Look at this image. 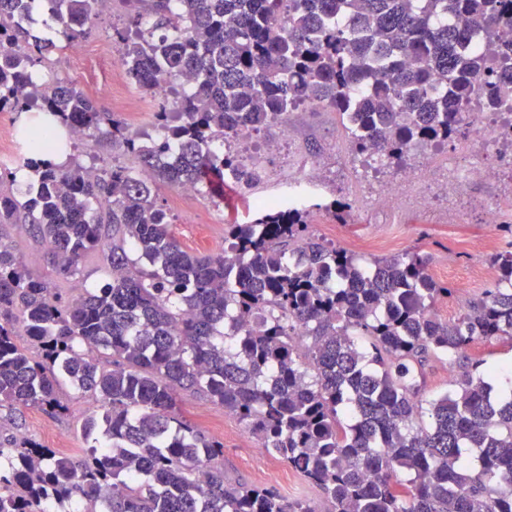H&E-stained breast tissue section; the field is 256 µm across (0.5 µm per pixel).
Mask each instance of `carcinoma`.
<instances>
[{
    "instance_id": "obj_1",
    "label": "carcinoma",
    "mask_w": 512,
    "mask_h": 512,
    "mask_svg": "<svg viewBox=\"0 0 512 512\" xmlns=\"http://www.w3.org/2000/svg\"><path fill=\"white\" fill-rule=\"evenodd\" d=\"M112 3L126 12L112 39L129 76L173 95L149 145L78 84L33 80L62 42L86 37L95 0H0V109L45 113L22 165L0 173V409L15 429L0 436V512H318L224 479V445L186 420L180 390L224 406L322 491L324 512H512V389L467 354L512 342V241L490 257L493 288L443 321L435 304L454 289L418 253L369 263L316 237L305 207L270 204L199 255L152 194L158 181L202 187L226 168L254 186L263 171L237 159L234 135L305 104L339 115L352 154L397 168L416 145L465 135L474 96L486 112L512 109V0ZM40 6L54 39L30 28ZM475 35L485 50L469 49ZM71 125L137 165L44 157L64 150L58 128ZM16 224L47 245L52 275L24 263ZM91 252L108 278L65 297L59 283ZM431 356L461 372L425 408L417 377ZM64 383L99 402L77 457L18 432L22 408L66 412Z\"/></svg>"
}]
</instances>
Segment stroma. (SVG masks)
I'll return each mask as SVG.
<instances>
[{
  "label": "stroma",
  "instance_id": "stroma-1",
  "mask_svg": "<svg viewBox=\"0 0 512 512\" xmlns=\"http://www.w3.org/2000/svg\"><path fill=\"white\" fill-rule=\"evenodd\" d=\"M288 137L284 142L285 156L268 159L270 167L284 166L287 160L308 158L320 162L325 172L324 188L311 191V224L313 233L334 245L353 248L360 240L371 241L366 259H379L405 252H417L429 259V272L439 282L454 289L451 298L438 304L437 314L443 319L456 318L468 305L492 288L491 277L470 279L475 269H488L489 250H477L472 242L492 238L501 246L495 225L485 223L482 203L495 204L500 222L512 223V167L500 162L494 143L482 140L478 127L454 142L439 145H418L410 152V164L417 167L441 161L445 155L464 151L466 161L496 169L494 178L475 182L451 199H434L429 209L404 210L392 213L387 224L370 223L366 215L353 214L349 223H337L324 210L332 200H355L370 182V170L360 165L350 154L347 135L338 115L313 106H304L288 114ZM274 180L264 178L255 188L246 189L232 179L215 182L212 193L200 196L197 209H185L175 199V190L164 184L156 185L154 195L171 218V229L179 242L198 254L219 252L224 245V226L230 222L250 223L254 218L253 199L279 196ZM455 210L460 223H444V213ZM61 396L69 410L58 417L45 414L36 407L25 409L23 432L48 448H65L78 453L84 441L81 422L89 408L95 407V397L70 388ZM178 400L189 417L210 437L224 445V476L251 486L273 487L290 497H303L322 504L320 490L309 485L297 472L281 460L265 453L257 441L244 429L236 417L223 406L202 395L182 390Z\"/></svg>",
  "mask_w": 512,
  "mask_h": 512
}]
</instances>
